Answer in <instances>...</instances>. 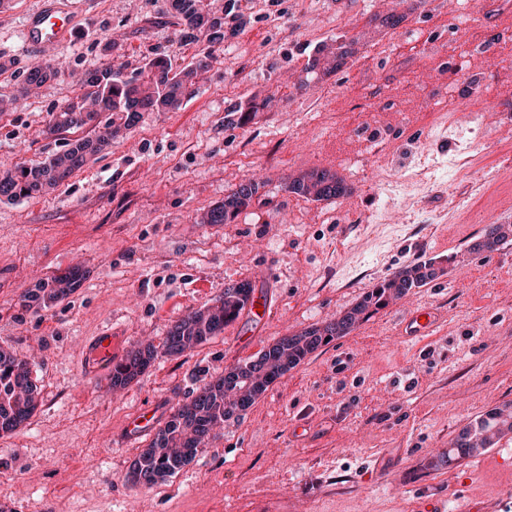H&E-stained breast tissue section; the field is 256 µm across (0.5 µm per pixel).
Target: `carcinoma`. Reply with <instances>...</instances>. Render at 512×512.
<instances>
[{"mask_svg":"<svg viewBox=\"0 0 512 512\" xmlns=\"http://www.w3.org/2000/svg\"><path fill=\"white\" fill-rule=\"evenodd\" d=\"M172 24L179 28L185 43L204 41L206 49L191 64L175 68L165 56H155L130 72L125 66L103 67L88 73L89 90L52 115L48 133L77 131L93 125L92 136L70 141L66 148L53 154L40 165L18 167L0 174V200L29 198L60 185L80 170L112 139L132 129L143 112H174L197 93V77L206 71L212 60V47L224 42L226 31L236 33L246 21L240 13L239 0H171ZM356 40H341L337 45L326 41L309 55L305 71L309 75L329 74L341 68L354 54ZM58 71L48 65L31 70L23 76L19 97L27 98L50 80ZM273 97L254 100L232 108L224 116L228 125L244 126L257 112L271 106ZM110 117L99 125L100 113ZM261 184L249 180L232 190L224 202L210 207L199 218L201 224H231L238 215L260 198ZM286 191L313 201L343 198L351 192L345 181L326 170H311L289 177ZM512 242V227L488 224L472 245L475 251H495ZM443 269L432 258L407 266L392 277L364 292L348 310L320 325L300 333L283 336L265 347L250 360L224 369V373L196 387L187 400L177 406L164 425L156 429L149 443L131 462L127 480L134 485L151 488L166 482L190 465L205 448L214 429L224 421L251 407L269 386L306 357L357 325L439 276ZM85 272L70 269L39 280L20 298V307L38 314L67 300L81 287ZM254 287L242 281L224 288L211 305L194 309L180 318L169 330L162 348L152 344L139 345L112 365L109 384L112 390H123L137 381L158 355L178 358L193 352L224 327L242 316L253 301ZM40 403L39 388L32 378L30 363L17 354L0 349V436L19 430L34 415ZM512 432V403L495 407L474 419L456 437L453 447L437 457L451 464L481 454L494 444V439Z\"/></svg>","mask_w":512,"mask_h":512,"instance_id":"carcinoma-1","label":"carcinoma"}]
</instances>
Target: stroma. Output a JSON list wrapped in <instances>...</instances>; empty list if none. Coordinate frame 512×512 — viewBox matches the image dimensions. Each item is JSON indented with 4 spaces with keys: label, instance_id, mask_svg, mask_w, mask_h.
Masks as SVG:
<instances>
[{
    "label": "stroma",
    "instance_id": "obj_1",
    "mask_svg": "<svg viewBox=\"0 0 512 512\" xmlns=\"http://www.w3.org/2000/svg\"><path fill=\"white\" fill-rule=\"evenodd\" d=\"M71 44L28 50L40 0H0V98L19 73L58 69L37 96L0 112V173L63 150L52 112L81 95L86 72L135 68L152 52L188 64L199 51L170 25L168 0H58ZM241 0L245 27L215 46L196 95L146 112L125 137L49 193L0 201V346L29 360L42 404L0 437V504L10 512H418L456 480L473 502L512 512V445L428 469L475 417L512 401V244L471 249L486 224H512V0ZM470 13L468 26L457 17ZM402 15L393 28L375 18ZM360 37L341 71L299 87L312 48ZM110 52H102L105 41ZM272 96L247 125L227 109ZM388 133L376 151L365 128ZM326 170L348 196L315 202L288 176ZM247 180L261 199L231 224L203 210ZM435 259L444 275L410 291L274 382L208 448L152 488L125 480L136 446L127 418L163 415L226 367L280 337L336 318L402 268ZM78 268L88 276L37 314L21 295ZM251 281L274 305L240 317L189 355L159 357L112 391L80 369L84 340L107 323L127 345H162L189 310ZM438 304L443 322L418 344L396 317ZM392 464L384 478L378 458Z\"/></svg>",
    "mask_w": 512,
    "mask_h": 512
}]
</instances>
